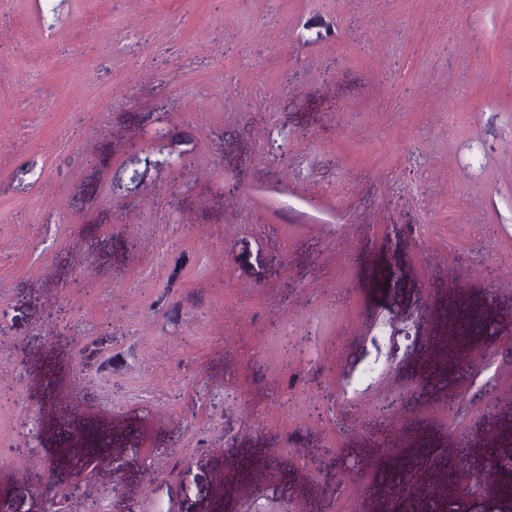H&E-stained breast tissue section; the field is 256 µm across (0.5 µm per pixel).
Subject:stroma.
<instances>
[{
  "mask_svg": "<svg viewBox=\"0 0 512 512\" xmlns=\"http://www.w3.org/2000/svg\"><path fill=\"white\" fill-rule=\"evenodd\" d=\"M492 453L512 0H0V512H512Z\"/></svg>",
  "mask_w": 512,
  "mask_h": 512,
  "instance_id": "stroma-1",
  "label": "stroma"
}]
</instances>
